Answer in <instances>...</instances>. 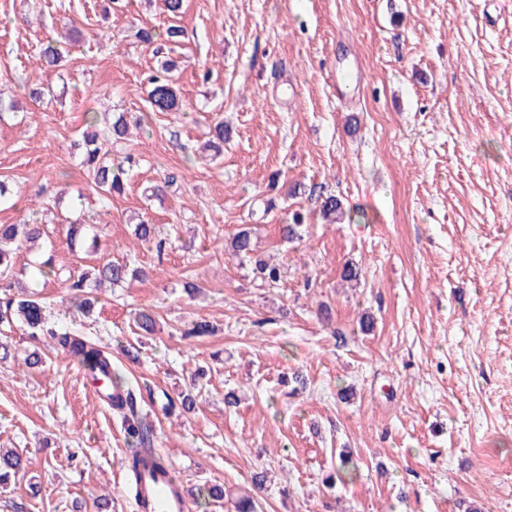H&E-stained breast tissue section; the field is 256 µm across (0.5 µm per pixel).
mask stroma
<instances>
[{
  "mask_svg": "<svg viewBox=\"0 0 512 512\" xmlns=\"http://www.w3.org/2000/svg\"><path fill=\"white\" fill-rule=\"evenodd\" d=\"M146 23L183 31L170 53L180 111L150 107L161 59L136 36ZM64 33L60 66L35 67L40 42ZM349 67L362 79L338 93ZM39 83L53 98L21 96ZM0 97L24 114L0 122V180L13 191L0 224L54 229L18 268L50 258L152 271L102 293L87 317L59 281L28 283L52 323L110 349L140 386L154 447L186 489L223 487V506L196 499L190 512H234L260 470L257 512H512V0H183L175 17L164 0H0ZM90 112L142 125L112 151L140 162L106 207L74 147ZM218 116L230 139L210 162L198 147ZM168 175L165 196L146 198ZM314 186L364 219L323 223ZM296 210L305 225L289 242L280 226ZM142 212L164 253L135 246ZM70 222L102 250L71 247ZM250 224L284 268L276 286L225 247ZM351 263L354 285L340 278ZM188 280L200 294L184 292ZM142 308L157 320L146 339ZM200 320L216 333L184 337ZM1 346L0 448L30 464L0 512H73L76 499L97 512L103 495L106 512H133L125 434L77 361L53 350L31 371L32 339L0 334ZM296 372L307 388L286 394ZM192 387L195 412L170 413L168 396ZM230 390L240 403L228 408ZM343 451L355 472L339 471Z\"/></svg>",
  "mask_w": 512,
  "mask_h": 512,
  "instance_id": "1",
  "label": "stroma"
}]
</instances>
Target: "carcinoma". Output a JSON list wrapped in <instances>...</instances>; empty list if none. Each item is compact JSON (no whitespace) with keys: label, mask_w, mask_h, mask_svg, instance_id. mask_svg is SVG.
Masks as SVG:
<instances>
[{"label":"carcinoma","mask_w":512,"mask_h":512,"mask_svg":"<svg viewBox=\"0 0 512 512\" xmlns=\"http://www.w3.org/2000/svg\"><path fill=\"white\" fill-rule=\"evenodd\" d=\"M182 36L178 26H169L165 33L153 27L144 26L138 30V39L152 45L159 39L177 42ZM63 52L58 41L49 38L40 44L36 58L43 67H55L61 61ZM175 64L165 60L160 69L148 77V99L156 112H177L181 108V98L174 83L172 71ZM226 128L224 120L215 122L210 140L204 149L219 155L223 150ZM131 128L125 114L105 116L102 126L91 132H84L82 167L84 174L93 184L102 203L109 204L112 197L123 194L128 172L137 165L134 155L127 153L117 163L112 162L105 146L118 145L128 139ZM319 211L322 218L330 223L342 221L346 212L342 202L334 195H319ZM303 217L295 212L291 222L280 227L283 239L292 241L300 237ZM48 233V225L38 223L0 224V325L15 327L33 339L47 336L54 341L56 349L62 350L80 364L84 375L93 383L105 382L120 390V394L108 397V409L121 419V426L127 439L130 453L126 465L128 477L134 478L139 469L154 467L163 469L169 466L167 459L153 449V426L140 414V389L129 384L118 371L112 369V354L69 329L60 328L49 321L50 303L41 293L29 290L16 279V254L25 244H33ZM132 234L136 243L151 244L157 252L164 251L166 239L159 237V229L143 214L134 217ZM254 232L241 228L229 238L226 247L234 254L254 260V273L262 282L273 286L284 278L283 269L276 263L254 255ZM148 272L141 267H131L120 263H99L87 266L69 274L64 287L78 299L77 311L87 314L98 303L97 292L107 286L115 288L132 278H144ZM136 327L143 336L156 332V318L152 311L142 309L135 318ZM198 394L192 390L182 391L177 399L170 401L169 408H179L182 413H191L197 406ZM29 466L24 451L0 448V485L7 486L24 477Z\"/></svg>","instance_id":"carcinoma-1"}]
</instances>
